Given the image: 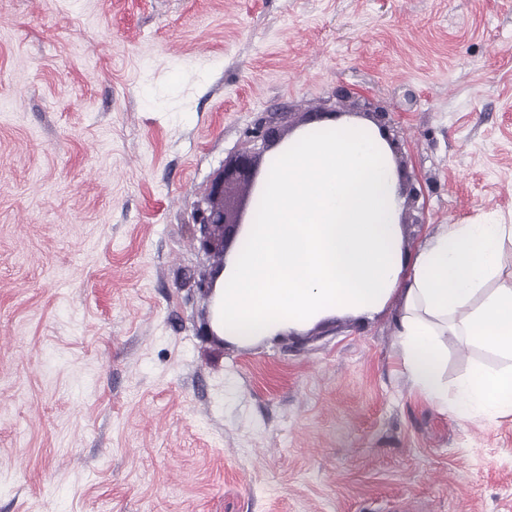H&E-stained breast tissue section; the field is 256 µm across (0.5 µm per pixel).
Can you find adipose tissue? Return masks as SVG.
Listing matches in <instances>:
<instances>
[{
    "label": "adipose tissue",
    "mask_w": 512,
    "mask_h": 512,
    "mask_svg": "<svg viewBox=\"0 0 512 512\" xmlns=\"http://www.w3.org/2000/svg\"><path fill=\"white\" fill-rule=\"evenodd\" d=\"M218 294L225 337L241 343L366 317L400 296L402 366L441 413L512 414V367L477 372L456 394L442 380L447 338L512 360V276L501 278L512 225L478 214L405 245L393 153L373 122L304 126L276 148Z\"/></svg>",
    "instance_id": "ef3b65f1"
}]
</instances>
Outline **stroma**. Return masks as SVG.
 Returning <instances> with one entry per match:
<instances>
[{
	"label": "stroma",
	"instance_id": "1",
	"mask_svg": "<svg viewBox=\"0 0 512 512\" xmlns=\"http://www.w3.org/2000/svg\"><path fill=\"white\" fill-rule=\"evenodd\" d=\"M387 112L405 240L512 218V0H0V512H512L400 298L240 345L194 203L255 124ZM448 345L449 387L505 366Z\"/></svg>",
	"mask_w": 512,
	"mask_h": 512
}]
</instances>
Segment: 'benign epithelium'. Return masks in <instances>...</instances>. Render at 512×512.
I'll return each instance as SVG.
<instances>
[{
    "label": "benign epithelium",
    "instance_id": "1",
    "mask_svg": "<svg viewBox=\"0 0 512 512\" xmlns=\"http://www.w3.org/2000/svg\"><path fill=\"white\" fill-rule=\"evenodd\" d=\"M251 137L261 141L265 150L275 144L279 129L274 122L261 123L253 129ZM265 175L260 157L253 153H239L224 162L222 173L194 207L195 233L199 234L205 254L218 253L224 257L235 247L242 228L248 223V198L239 194V190H252Z\"/></svg>",
    "mask_w": 512,
    "mask_h": 512
}]
</instances>
